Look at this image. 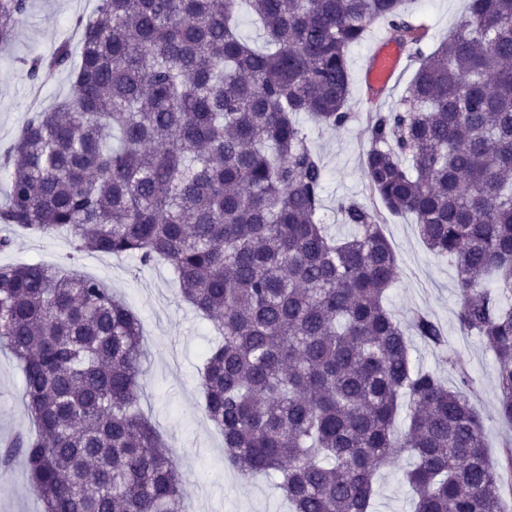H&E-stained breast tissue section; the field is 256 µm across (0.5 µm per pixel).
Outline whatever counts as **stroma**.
Instances as JSON below:
<instances>
[{
  "mask_svg": "<svg viewBox=\"0 0 512 512\" xmlns=\"http://www.w3.org/2000/svg\"><path fill=\"white\" fill-rule=\"evenodd\" d=\"M98 0H31L29 14L6 48L0 49V149L9 145L28 116L32 97L43 105L65 97L69 91L66 72L43 71L30 80L26 62L50 57L59 43L69 42L79 52L74 34L78 19L89 18ZM405 8L420 25L424 51H432L450 29L464 19L468 0H406ZM387 26L374 24L366 38L348 52L351 88L347 110L351 121L328 129L307 115L298 121L326 173L320 216L336 238L352 234L341 221L337 203L354 198L374 210L400 268L398 281L390 288L387 305L400 321L414 312L431 316L443 328L448 344L434 350L412 339L415 365L449 374L448 357L459 356L474 380L470 396L474 410L485 426L489 456L503 460L512 442V426L497 415L498 392L494 383V357L482 342L464 333L457 321L456 271L447 258L431 252L422 241L413 216L390 214L371 192L363 175V162L370 147L369 125L374 113L388 111L414 77L419 62L409 59L381 101L367 103L364 64L377 36L388 35ZM0 236L14 239L11 250L0 252V265L40 262L50 267L74 265L86 275L104 279L120 293L140 317L144 344L149 353L141 378V410L149 416L166 440L184 477L188 512H288L275 477L243 479L236 464L224 455V437L203 416L199 371L213 328L181 301L178 285L164 264H141L136 258L103 254H73L66 237L21 235L0 224ZM23 375L16 360L0 352V445L28 433L33 425L23 407ZM407 457H393L375 477L372 512H410L411 492L404 479ZM41 504L31 491L24 463L0 475V512H40Z\"/></svg>",
  "mask_w": 512,
  "mask_h": 512,
  "instance_id": "1",
  "label": "stroma"
}]
</instances>
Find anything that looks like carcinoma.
<instances>
[{
	"instance_id": "carcinoma-1",
	"label": "carcinoma",
	"mask_w": 512,
	"mask_h": 512,
	"mask_svg": "<svg viewBox=\"0 0 512 512\" xmlns=\"http://www.w3.org/2000/svg\"><path fill=\"white\" fill-rule=\"evenodd\" d=\"M405 0H98L28 76L70 73L68 95L29 112L0 155V224L66 234L76 252L172 269L213 323L204 413L251 479L276 473L293 512H370L394 455L412 512H505L512 449L498 464L468 393L414 366L407 331L445 344L385 299L398 265L376 214L338 204L353 234L318 218L325 170L297 116L340 128L348 49L384 22L421 61L370 124L363 174L454 264L457 320L495 355L499 418L512 425V0H470L430 53ZM267 48L238 31L241 4ZM30 0H0V46ZM0 349L21 365L36 426L0 451L23 459L43 512H187L181 474L141 412L138 317L102 280L39 262L0 265ZM409 398L408 425L395 421Z\"/></svg>"
}]
</instances>
